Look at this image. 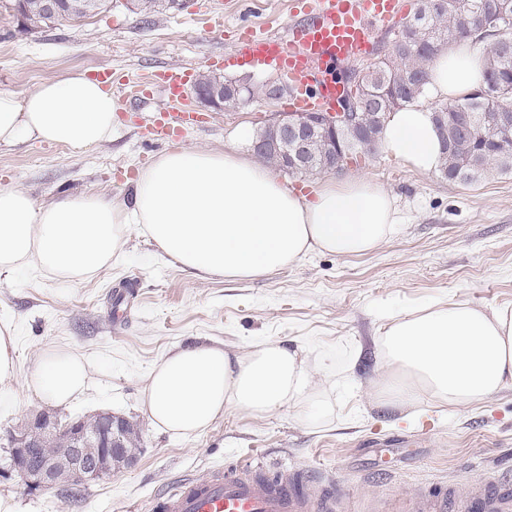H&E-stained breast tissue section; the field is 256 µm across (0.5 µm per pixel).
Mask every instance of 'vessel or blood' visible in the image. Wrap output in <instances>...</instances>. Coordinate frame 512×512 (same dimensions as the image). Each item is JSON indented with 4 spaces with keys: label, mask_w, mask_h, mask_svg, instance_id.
Masks as SVG:
<instances>
[{
    "label": "vessel or blood",
    "mask_w": 512,
    "mask_h": 512,
    "mask_svg": "<svg viewBox=\"0 0 512 512\" xmlns=\"http://www.w3.org/2000/svg\"><path fill=\"white\" fill-rule=\"evenodd\" d=\"M294 18L280 34L258 35L242 28L233 56L275 67L292 90V112L338 111L348 89L343 72L369 59L376 45L403 15L399 0H297ZM190 74L182 68L157 72L156 82L181 97ZM204 117L188 109L158 113L153 135L174 139ZM512 471L496 473L483 494L469 498L459 512H512ZM339 499L330 492L312 500L274 479H252L247 467H234L203 482L187 480L163 497L160 512H328Z\"/></svg>",
    "instance_id": "b4317fda"
}]
</instances>
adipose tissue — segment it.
<instances>
[{"instance_id": "adipose-tissue-1", "label": "adipose tissue", "mask_w": 512, "mask_h": 512, "mask_svg": "<svg viewBox=\"0 0 512 512\" xmlns=\"http://www.w3.org/2000/svg\"><path fill=\"white\" fill-rule=\"evenodd\" d=\"M427 71L428 94L454 103L484 85V51L472 38L450 42ZM116 112L111 89L80 70L22 95L0 90V145L37 141L81 152L111 140ZM380 145L424 175L442 162V140L425 105L392 112ZM401 222L395 196L368 177L324 183L310 200L256 159L181 147L159 154L126 198L82 192L41 202L25 190L1 187L0 274L33 266L63 281L85 280L137 234L195 276L251 279L313 253H371ZM379 358L376 404L412 408L429 399L474 406L512 390V305L481 309L454 302L390 316ZM314 370L303 347L282 340L233 355L192 343L153 366L141 407L155 427L183 439L229 412L261 418L313 410L324 418ZM87 380L83 359L48 348L24 387L45 403L65 405Z\"/></svg>"}]
</instances>
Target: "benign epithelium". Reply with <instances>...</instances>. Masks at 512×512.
Listing matches in <instances>:
<instances>
[{
  "mask_svg": "<svg viewBox=\"0 0 512 512\" xmlns=\"http://www.w3.org/2000/svg\"><path fill=\"white\" fill-rule=\"evenodd\" d=\"M59 0H39L24 5V13H16L15 34L26 37L42 30L29 18L53 13ZM195 94L199 102L215 110L224 109V82L217 75L209 84L197 83ZM279 127L270 140L253 143L254 154H273L290 159V165H308L312 145H323L325 169H342L349 160L343 149L336 148V130L343 125H359L355 112H290L278 115ZM97 425L78 418L59 426L45 413H39L28 423L9 431L11 465L29 490L72 487L97 482L109 475L135 465L138 456L130 453L126 444L122 418L109 411L96 415ZM58 447V452L35 457V449L46 444Z\"/></svg>",
  "mask_w": 512,
  "mask_h": 512,
  "instance_id": "benign-epithelium-1",
  "label": "benign epithelium"
}]
</instances>
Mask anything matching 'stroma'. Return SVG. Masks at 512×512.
I'll return each instance as SVG.
<instances>
[{
	"mask_svg": "<svg viewBox=\"0 0 512 512\" xmlns=\"http://www.w3.org/2000/svg\"><path fill=\"white\" fill-rule=\"evenodd\" d=\"M292 8L293 0H189L146 24L126 0H112L111 9L81 22L14 38L13 16L0 6V89L24 94L72 70L108 69L120 79L182 66L196 76L274 81L272 67L229 57L241 26L283 32ZM170 105L164 87L153 84L150 97L120 113L111 141L80 154L63 144L0 146V187L46 202L81 190L130 194L140 170L170 148L147 128L152 112ZM284 106L256 99L208 110V122L180 143L240 149L242 131H255ZM346 173L381 183L406 217L366 255L315 253L259 278H198L135 235L87 280L65 283L33 267L0 277V326L16 339L17 379L49 346L82 356L89 369L87 389L70 405L50 409L25 392L20 408L0 409V459L7 430L46 410L62 423L109 411L136 423L142 442L134 467L75 492H31L4 472L0 495L12 497L17 512H153L155 500L184 479L249 463L315 497L342 485L343 512H405L407 500L448 487L474 492L490 467H512V390L466 409L378 408L367 397L388 314L439 302L512 304V174L450 182L380 150L349 162ZM279 339L304 346L317 364L325 420L286 409L264 418L229 413L197 437L176 439L142 412L150 370L177 347L207 341L243 354Z\"/></svg>",
	"mask_w": 512,
	"mask_h": 512,
	"instance_id": "35a3bbf8",
	"label": "stroma"
}]
</instances>
